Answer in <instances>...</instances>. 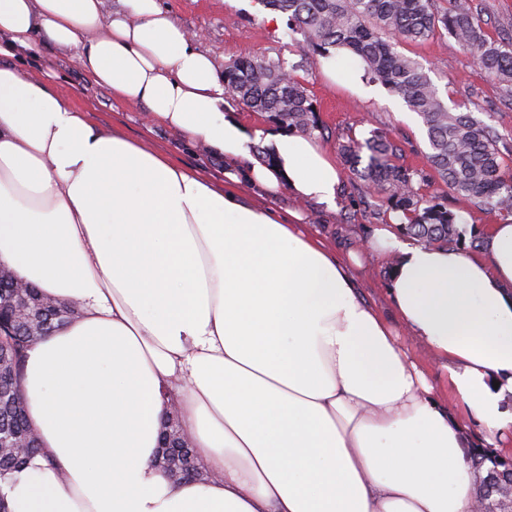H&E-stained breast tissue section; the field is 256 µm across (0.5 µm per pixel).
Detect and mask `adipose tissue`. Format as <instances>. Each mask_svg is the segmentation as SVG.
<instances>
[{
	"mask_svg": "<svg viewBox=\"0 0 512 512\" xmlns=\"http://www.w3.org/2000/svg\"><path fill=\"white\" fill-rule=\"evenodd\" d=\"M0 0V58L76 50L95 87L223 155V184L119 134L27 68H0V267L81 315L34 343L30 425L44 456L0 477L8 512H475L467 423L512 453V220L477 251L400 243L388 294L445 377L429 384L363 300L354 263L243 201L241 183L332 204L315 139L267 133L160 0ZM211 473L155 463L168 393ZM457 400L464 409L448 408Z\"/></svg>",
	"mask_w": 512,
	"mask_h": 512,
	"instance_id": "ef3b65f1",
	"label": "adipose tissue"
}]
</instances>
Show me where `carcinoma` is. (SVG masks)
Segmentation results:
<instances>
[{
	"label": "carcinoma",
	"mask_w": 512,
	"mask_h": 512,
	"mask_svg": "<svg viewBox=\"0 0 512 512\" xmlns=\"http://www.w3.org/2000/svg\"><path fill=\"white\" fill-rule=\"evenodd\" d=\"M287 16L289 34L301 35L314 53L331 58L340 49L360 63L365 74L401 97L425 129V158L448 192L481 209L512 216V169L505 163L492 128L470 109L451 108L438 94L422 63L397 50L403 42L449 35L472 55L473 63L512 97V36L491 34L471 0H261ZM224 99L269 115L280 128L306 136L322 132L307 89L281 60L239 58L224 67ZM401 148L388 131L349 139L340 145L344 161L367 189L400 215V230L424 246L464 248L459 217L447 205L421 193L423 171L398 163ZM31 302L46 331L80 314L29 286ZM39 334L21 322L0 329V432L29 447L25 455L0 448V475L24 468L40 451L27 418L23 385L27 352ZM185 479H207L196 467L193 449L179 453Z\"/></svg>",
	"instance_id": "obj_1"
}]
</instances>
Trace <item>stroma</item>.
Returning a JSON list of instances; mask_svg holds the SVG:
<instances>
[{"mask_svg":"<svg viewBox=\"0 0 512 512\" xmlns=\"http://www.w3.org/2000/svg\"><path fill=\"white\" fill-rule=\"evenodd\" d=\"M164 7L190 32L197 47L213 56L218 66L240 58H283L294 65L295 76L303 82L316 104L323 134L320 144L331 156H338L340 143L351 138L364 139L371 130L394 134L402 148L400 164L425 168V132L418 116L381 83L362 76V89L332 83L326 61L317 56L302 37H290L286 26L275 27L266 21L260 0H161ZM402 54L419 60L440 96L451 105L479 101L483 119L498 136V146L512 161V111L501 87L491 81L449 36L420 44L405 43ZM28 68L48 74L51 83L76 110L89 113L99 129L143 142L162 152L176 164L200 171L213 182L224 180V162L212 156L208 148L190 143L181 133L152 122L144 107L131 106L113 98L110 91L89 86L86 73L74 55H64L51 45L39 55L26 59ZM340 185L335 205L314 201L300 202L288 193L266 200L268 208L279 215L300 211L309 230L342 253L361 249L379 227H396L394 213L374 202L364 204L360 181L348 168L340 170ZM424 192L446 199L457 214L465 232H473L495 223L494 215L474 207L465 198L449 194L438 180L429 182ZM363 299L374 305L389 322L397 314L387 288L389 257L366 252L357 270Z\"/></svg>","mask_w":512,"mask_h":512,"instance_id":"obj_1","label":"stroma"}]
</instances>
